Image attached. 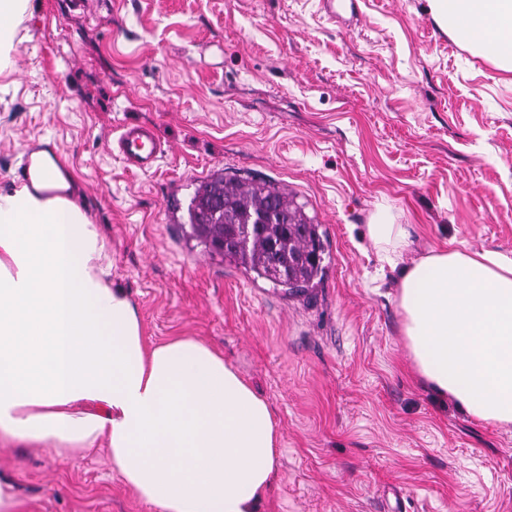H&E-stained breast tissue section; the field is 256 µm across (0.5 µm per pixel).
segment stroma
Masks as SVG:
<instances>
[{"label": "stroma", "instance_id": "35a3bbf8", "mask_svg": "<svg viewBox=\"0 0 512 512\" xmlns=\"http://www.w3.org/2000/svg\"><path fill=\"white\" fill-rule=\"evenodd\" d=\"M0 77V189L28 143L60 147L77 200L158 344L192 336L271 407L278 470L260 512H512V426L419 383L397 274L367 235L404 225L403 264L447 245L512 258V72L464 47L427 0H33ZM153 125L147 172L115 149ZM221 172L280 183L325 234V276L291 298L193 238ZM16 512H157L107 449L72 462L0 445Z\"/></svg>", "mask_w": 512, "mask_h": 512}]
</instances>
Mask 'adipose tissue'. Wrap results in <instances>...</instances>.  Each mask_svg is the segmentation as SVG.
Wrapping results in <instances>:
<instances>
[{
	"label": "adipose tissue",
	"instance_id": "adipose-tissue-1",
	"mask_svg": "<svg viewBox=\"0 0 512 512\" xmlns=\"http://www.w3.org/2000/svg\"><path fill=\"white\" fill-rule=\"evenodd\" d=\"M459 43L512 71V0H429ZM31 0H0V76ZM368 234L395 266L405 230ZM75 201L25 184L0 192V444L70 461L107 447L112 469L159 512H260L280 429L223 355L181 336L149 345ZM402 333L419 377L472 418L512 424V258L451 248L403 271Z\"/></svg>",
	"mask_w": 512,
	"mask_h": 512
}]
</instances>
